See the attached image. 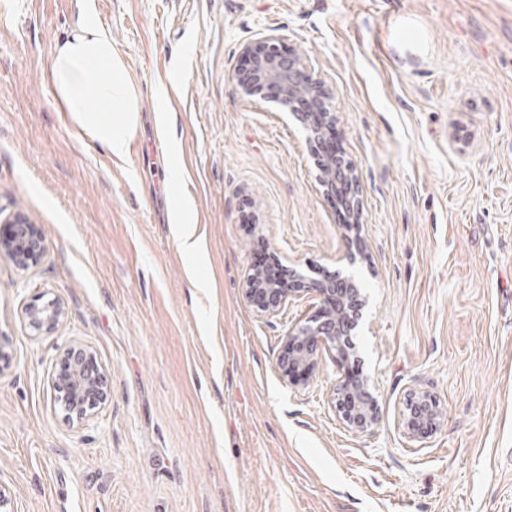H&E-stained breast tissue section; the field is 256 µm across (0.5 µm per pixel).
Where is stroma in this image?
Segmentation results:
<instances>
[{"instance_id":"obj_1","label":"stroma","mask_w":512,"mask_h":512,"mask_svg":"<svg viewBox=\"0 0 512 512\" xmlns=\"http://www.w3.org/2000/svg\"><path fill=\"white\" fill-rule=\"evenodd\" d=\"M137 99L125 154L94 148L49 82L79 0H0V213L41 237L0 253V485L17 512H512V0H93ZM335 109L361 222L325 193L303 124L244 95L270 30ZM190 215L198 255L172 228ZM283 264L353 269L356 342L381 422L336 416L342 371L277 365L316 311L246 293L256 240ZM358 261L348 265L349 254ZM65 314L22 319L38 297ZM109 373L69 424L50 377L71 341ZM434 394L439 429L401 424ZM1 223L21 224L25 231L20 232L18 236L6 244L0 241V250L7 251L16 264L26 268L37 263L41 256V240L34 235L30 222L22 214L16 213L9 218L2 219ZM64 315V307L56 298L44 304L33 302L24 311L28 326L39 332H50L60 322ZM442 411L433 394L414 390L406 401L403 427L408 437L417 442L429 438L440 426Z\"/></svg>"}]
</instances>
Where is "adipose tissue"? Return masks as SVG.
Wrapping results in <instances>:
<instances>
[{"label": "adipose tissue", "instance_id": "1", "mask_svg": "<svg viewBox=\"0 0 512 512\" xmlns=\"http://www.w3.org/2000/svg\"><path fill=\"white\" fill-rule=\"evenodd\" d=\"M49 77L72 125L108 154H122L138 111L112 35L91 0H81L75 28L56 45Z\"/></svg>", "mask_w": 512, "mask_h": 512}]
</instances>
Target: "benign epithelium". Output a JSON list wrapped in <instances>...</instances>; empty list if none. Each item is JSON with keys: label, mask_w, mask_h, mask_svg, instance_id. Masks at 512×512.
<instances>
[{"label": "benign epithelium", "mask_w": 512, "mask_h": 512, "mask_svg": "<svg viewBox=\"0 0 512 512\" xmlns=\"http://www.w3.org/2000/svg\"><path fill=\"white\" fill-rule=\"evenodd\" d=\"M282 37L274 32L245 43L241 53L248 66L238 75L237 81L246 96L263 102L274 103L282 110L293 112L300 120H309L311 131L322 124L333 123V102L319 81L304 74V63L297 54L284 55L278 49ZM321 184L329 180L345 182L347 189L357 186L354 164H341L334 158H324L320 164ZM5 224H19L24 228L18 236L6 243L0 241V250L7 251L16 264L26 268L37 263L42 248L34 235L30 222L16 213L0 220ZM271 303L264 311L275 313L290 298L302 291L313 292L319 297L318 310L299 322L288 332L279 367L283 376L294 372H312L318 365L320 350L335 353L336 363L343 375L336 386L335 408L348 430L363 434L375 430L380 423V408L371 389L369 379L352 369L350 359H359L352 336L359 326L360 317H343L342 290L335 282L321 285L310 282L297 273V267L288 269V287L269 285ZM64 315V307L57 299L44 304H29L24 311L28 326L39 332H50ZM59 368L51 378L54 392L61 395L67 409L69 423L84 424L94 418L108 397V375L98 364L91 348L74 340L65 346L58 361ZM442 411L433 394L414 390L406 401L403 427L408 437L421 442L440 426Z\"/></svg>", "instance_id": "1"}]
</instances>
